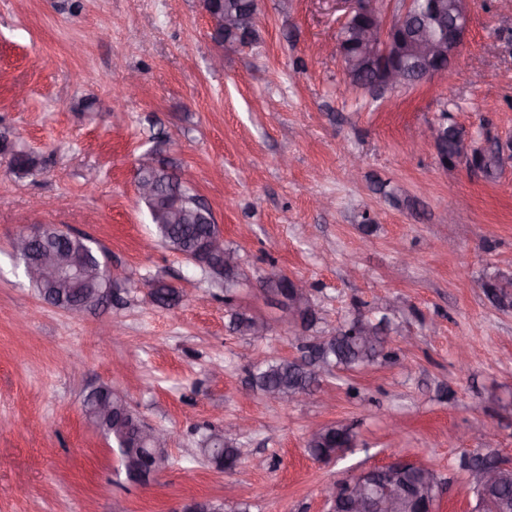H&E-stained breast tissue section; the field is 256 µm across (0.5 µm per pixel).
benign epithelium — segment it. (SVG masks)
I'll list each match as a JSON object with an SVG mask.
<instances>
[{"label": "benign epithelium", "instance_id": "obj_1", "mask_svg": "<svg viewBox=\"0 0 512 512\" xmlns=\"http://www.w3.org/2000/svg\"><path fill=\"white\" fill-rule=\"evenodd\" d=\"M401 5L393 18H388L378 0H336L343 14L338 18L337 51L346 73L350 77L358 70L372 71L374 83L369 89L380 90L399 88L411 84L409 73L419 75V81L430 80L448 73L452 60L465 44L470 21V0H400ZM203 7L214 33L230 31L239 35L237 40H227L224 47L235 50L248 42L241 36V29L247 26L243 14L218 11L211 0H203ZM460 160L472 166L477 156L476 147L470 137L463 135L458 140ZM154 165V156L143 155L138 161L136 172L139 195L154 197L157 188L153 181L139 175V172ZM181 188L156 203L154 216L164 222H177L210 213V209L196 194L189 195L183 190L188 182L178 177ZM49 237V225L31 224L13 241L15 251L25 261L27 275L35 280H51L62 288L83 281L87 276L82 259L83 249L37 248L38 243ZM99 288L97 302L111 298L112 283L119 280L117 270L110 269L108 259H102L98 267ZM288 278L284 271L269 267L262 278L265 286L275 285ZM290 279V278H288ZM293 294L272 295L273 301L282 312V318L293 324L301 322L302 306L297 301L304 283L290 279ZM140 435L153 441L150 455L138 459L135 467L138 474L150 479L158 475L157 463L167 455L169 439L162 431L138 424ZM488 448L485 454L494 459L488 467L470 468L471 479L475 480L474 492L491 486L498 479V473L512 467L502 461L491 448L494 430L483 425L480 428ZM427 465L403 458L391 460L381 466L372 467L327 487L323 498L330 508H335L340 493H345L349 507L354 512H396L400 507L419 498L428 483L423 475Z\"/></svg>", "mask_w": 512, "mask_h": 512}]
</instances>
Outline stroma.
I'll return each instance as SVG.
<instances>
[{
  "instance_id": "1",
  "label": "stroma",
  "mask_w": 512,
  "mask_h": 512,
  "mask_svg": "<svg viewBox=\"0 0 512 512\" xmlns=\"http://www.w3.org/2000/svg\"><path fill=\"white\" fill-rule=\"evenodd\" d=\"M259 9L250 44L226 53L202 0H0V144L41 162L19 175L0 155V512H173L191 499L325 512L323 487L395 457L438 472L435 512H464L459 461L483 445L473 425L494 423L512 462V311L481 288L512 272V5L471 0L449 76L373 93L343 70L334 0ZM131 74L140 93L114 96ZM443 120L499 140L496 180L442 164L419 132ZM147 152L189 180L238 251L231 290L157 241L135 186ZM33 222L105 250L123 271L111 301L76 320L41 300L11 248ZM272 263L308 284L315 330L279 324L260 284ZM158 281L182 292L178 306L153 301ZM382 295L392 362L324 378L327 405L321 390L288 404L243 394L256 363L301 357L315 331ZM236 312L269 331L234 333ZM101 387L169 433L150 482L129 480L85 418ZM240 419L249 456L217 470L200 441ZM336 420L356 447L314 460L310 430Z\"/></svg>"
}]
</instances>
